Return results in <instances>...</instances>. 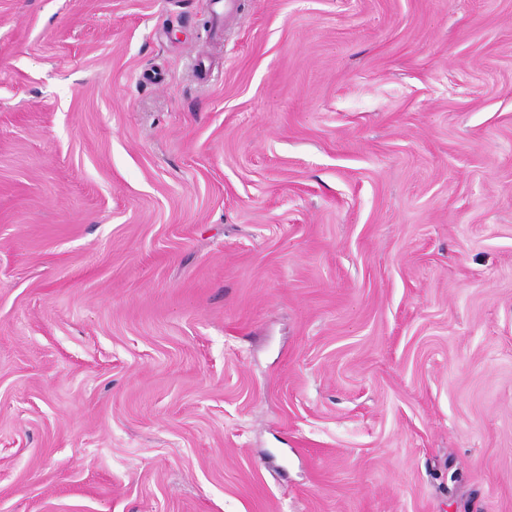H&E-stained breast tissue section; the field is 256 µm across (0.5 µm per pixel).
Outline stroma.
I'll list each match as a JSON object with an SVG mask.
<instances>
[{"label":"stroma","mask_w":512,"mask_h":512,"mask_svg":"<svg viewBox=\"0 0 512 512\" xmlns=\"http://www.w3.org/2000/svg\"><path fill=\"white\" fill-rule=\"evenodd\" d=\"M0 0V512H512V0Z\"/></svg>","instance_id":"stroma-1"}]
</instances>
